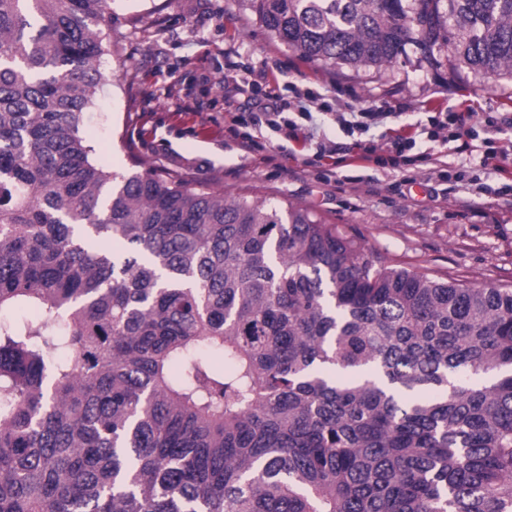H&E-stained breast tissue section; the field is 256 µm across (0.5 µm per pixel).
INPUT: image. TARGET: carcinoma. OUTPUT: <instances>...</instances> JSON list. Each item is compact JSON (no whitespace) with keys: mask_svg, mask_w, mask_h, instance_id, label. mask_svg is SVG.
<instances>
[{"mask_svg":"<svg viewBox=\"0 0 512 512\" xmlns=\"http://www.w3.org/2000/svg\"><path fill=\"white\" fill-rule=\"evenodd\" d=\"M112 2L0 0V512H512V288L92 161ZM238 2L333 69L512 77V0Z\"/></svg>","mask_w":512,"mask_h":512,"instance_id":"1","label":"carcinoma"}]
</instances>
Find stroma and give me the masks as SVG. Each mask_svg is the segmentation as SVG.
Masks as SVG:
<instances>
[{
	"label": "stroma",
	"mask_w": 512,
	"mask_h": 512,
	"mask_svg": "<svg viewBox=\"0 0 512 512\" xmlns=\"http://www.w3.org/2000/svg\"><path fill=\"white\" fill-rule=\"evenodd\" d=\"M101 30L108 79L80 126L96 162L117 172L134 164L175 171L227 196L246 192L305 206L396 265L476 286L512 285V194H489L468 180L448 191L433 173L439 159L478 169L479 156L465 141L418 137L429 158L409 184L383 171L369 182L322 184L303 164L300 144L284 152L237 148L224 113L251 111L254 100L225 83L224 52L237 50L245 65L269 63L270 87L292 81L316 89L343 112L371 102L407 104L401 123L410 129L432 112L512 113V78L491 84L444 63L422 66L413 52L380 78L331 69L271 39L237 0H114ZM189 99L199 111L183 112Z\"/></svg>",
	"instance_id": "35a3bbf8"
}]
</instances>
